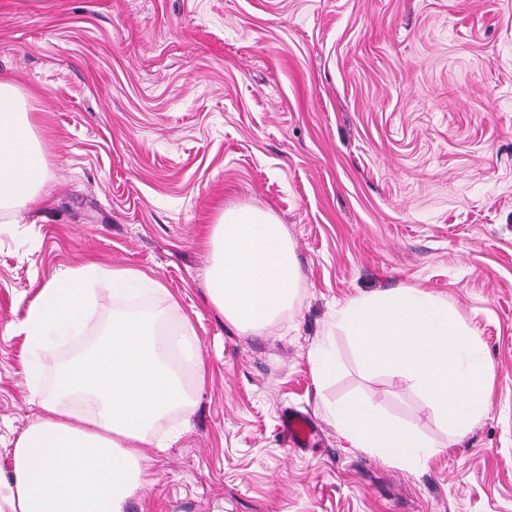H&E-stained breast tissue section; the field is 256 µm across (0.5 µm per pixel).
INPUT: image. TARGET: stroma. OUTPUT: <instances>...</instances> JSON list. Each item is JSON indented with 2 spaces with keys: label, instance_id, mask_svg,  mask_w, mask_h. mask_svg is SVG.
Here are the masks:
<instances>
[{
  "label": "stroma",
  "instance_id": "1",
  "mask_svg": "<svg viewBox=\"0 0 512 512\" xmlns=\"http://www.w3.org/2000/svg\"><path fill=\"white\" fill-rule=\"evenodd\" d=\"M0 74L35 110L44 206L0 223V468L37 418L22 320L59 269L142 271L179 303L208 365L154 429L152 485L127 512H512V0H0ZM252 206L288 229L300 295L244 334L208 302L207 229ZM82 335L42 359L41 392ZM414 287L472 327L495 375L463 437L412 383L364 372L337 305ZM336 350L317 384L312 352ZM358 396L434 445L409 470L354 448L326 407ZM293 409L313 447H286Z\"/></svg>",
  "mask_w": 512,
  "mask_h": 512
}]
</instances>
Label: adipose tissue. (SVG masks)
Returning a JSON list of instances; mask_svg holds the SVG:
<instances>
[{
	"label": "adipose tissue",
	"mask_w": 512,
	"mask_h": 512,
	"mask_svg": "<svg viewBox=\"0 0 512 512\" xmlns=\"http://www.w3.org/2000/svg\"><path fill=\"white\" fill-rule=\"evenodd\" d=\"M46 164L28 98L0 76V220L41 203ZM212 260L206 295L224 319L243 333L281 320L298 288V267L286 225L249 206L225 210L208 234ZM106 274L113 299L159 295L176 299L150 275L130 269L102 271L88 263L55 272L26 316L14 327L31 354L24 378L39 415L15 441L8 472H0V512H126L136 489L151 480L146 445L155 425L191 397L179 354H187L196 384L206 377L204 355L187 326L162 332L153 313L113 318L94 353L62 364L52 390L37 392L38 357L79 335L94 319L89 288ZM351 447L408 469L425 465L432 444L414 428L390 419L359 398L328 410Z\"/></svg>",
	"instance_id": "1"
}]
</instances>
